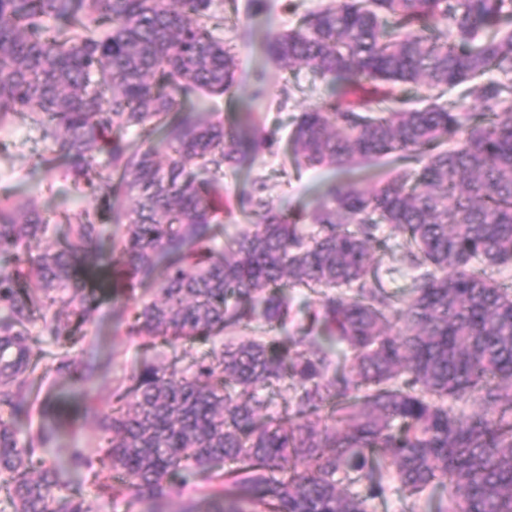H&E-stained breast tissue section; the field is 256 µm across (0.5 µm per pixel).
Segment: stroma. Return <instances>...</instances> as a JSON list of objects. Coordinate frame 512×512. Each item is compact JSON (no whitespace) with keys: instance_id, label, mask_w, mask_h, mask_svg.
<instances>
[{"instance_id":"1","label":"stroma","mask_w":512,"mask_h":512,"mask_svg":"<svg viewBox=\"0 0 512 512\" xmlns=\"http://www.w3.org/2000/svg\"><path fill=\"white\" fill-rule=\"evenodd\" d=\"M325 0H237L238 22H225L224 39L236 49L240 66L237 86L233 93L219 102V114L225 124L237 122L242 113H252L258 125L271 127L273 123L289 125L298 112L311 109L327 100L330 89L325 82L315 79L306 68L292 71L279 69L265 54L266 38L287 30L296 22L298 13L317 9ZM9 149L0 152V196L22 199L38 194L42 207L49 211L62 209L70 203L69 184L61 168L47 169L38 156L43 151L24 120L0 127V142ZM264 178L269 194L283 207L294 212H310L326 184L337 177L333 169L296 170L287 163L282 144L265 148L250 167L226 172L220 197L234 196L247 189L253 178ZM137 299L115 301L103 298L99 310L86 326L85 343L75 349L74 359H84L87 353L97 357L98 369L93 379L83 386L69 379L46 375L40 385L41 394L57 395L69 400L73 411L56 418L44 414L41 407H33L29 414L16 418L19 439L45 430L50 440L45 456L51 462L69 465L66 482L69 492H80L97 501L99 512H143L140 502L98 496L88 471L70 466L74 452L95 455L99 433L91 420L77 413L83 401H91L100 411L112 405V390L126 379L145 357H153V350L142 347L140 340L126 334V324L132 316Z\"/></svg>"}]
</instances>
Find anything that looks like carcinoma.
<instances>
[{
	"mask_svg": "<svg viewBox=\"0 0 512 512\" xmlns=\"http://www.w3.org/2000/svg\"><path fill=\"white\" fill-rule=\"evenodd\" d=\"M212 4L0 0V126L27 120L76 191L54 215L0 198V405L36 401L35 319L62 348L55 372L83 385L97 365L70 349L101 294L152 288L127 335L212 347L189 365L143 362L109 412L84 403L101 455L71 464L100 495L162 501L194 471L210 512H370L392 490L441 485L453 494L437 512H512V284L498 279L512 265V0H331L269 36L278 66L340 88L295 116L286 155L345 178L303 214L256 177L238 201L255 221L231 235L217 184L266 139L249 113L226 126L187 107L237 82ZM365 81L434 94L369 112L344 100ZM462 85L480 111L443 100ZM386 156L416 168L370 188L350 176ZM53 223L68 234L47 243ZM385 226L403 239L406 293L375 256ZM297 286L319 298L298 335L239 336L282 329ZM282 385L292 394L274 410L265 392ZM47 441L22 443L0 418L11 512H96L61 494Z\"/></svg>",
	"mask_w": 512,
	"mask_h": 512,
	"instance_id": "cac0c4a2",
	"label": "carcinoma"
}]
</instances>
